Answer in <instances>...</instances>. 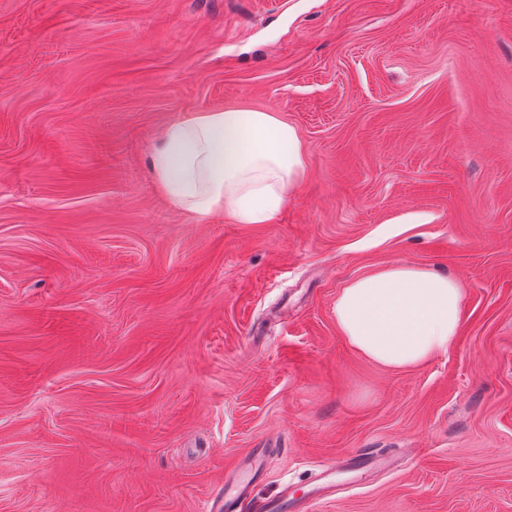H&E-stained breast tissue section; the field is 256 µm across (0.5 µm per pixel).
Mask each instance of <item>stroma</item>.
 I'll return each mask as SVG.
<instances>
[{"label": "stroma", "mask_w": 512, "mask_h": 512, "mask_svg": "<svg viewBox=\"0 0 512 512\" xmlns=\"http://www.w3.org/2000/svg\"><path fill=\"white\" fill-rule=\"evenodd\" d=\"M277 112L307 173L271 224L188 223L147 150ZM461 282L455 346L390 370L341 336L350 280ZM512 512V0H0V512ZM265 464L261 452L250 451L224 474V483L211 494L207 512H308L311 502L336 493V468H320L303 495L285 484L271 497H257L254 489ZM396 460L393 458L382 457L375 455L372 451L356 450L346 455L340 462L339 466L357 470L363 474H372L378 471H385L394 469L396 467Z\"/></svg>", "instance_id": "obj_1"}]
</instances>
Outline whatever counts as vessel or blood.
Masks as SVG:
<instances>
[{"mask_svg":"<svg viewBox=\"0 0 512 512\" xmlns=\"http://www.w3.org/2000/svg\"><path fill=\"white\" fill-rule=\"evenodd\" d=\"M265 458L262 453L248 452L240 457L224 475V481L211 494L207 512H309L311 502L334 495L336 469L322 468L309 482L304 494H297L292 485H284L271 497H259L254 489L262 475ZM395 459L367 450L346 455L340 466L371 474L393 469ZM339 466V467H340Z\"/></svg>","mask_w":512,"mask_h":512,"instance_id":"b4317fda","label":"vessel or blood"}]
</instances>
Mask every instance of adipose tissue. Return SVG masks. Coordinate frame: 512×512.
Listing matches in <instances>:
<instances>
[{
  "label": "adipose tissue",
  "mask_w": 512,
  "mask_h": 512,
  "mask_svg": "<svg viewBox=\"0 0 512 512\" xmlns=\"http://www.w3.org/2000/svg\"><path fill=\"white\" fill-rule=\"evenodd\" d=\"M148 161L160 193L194 222L269 224L302 183L307 151L277 113L224 108L170 122ZM463 302L457 279L396 263L345 285L334 315L350 346L380 366L403 369L455 345Z\"/></svg>",
  "instance_id": "1"
}]
</instances>
